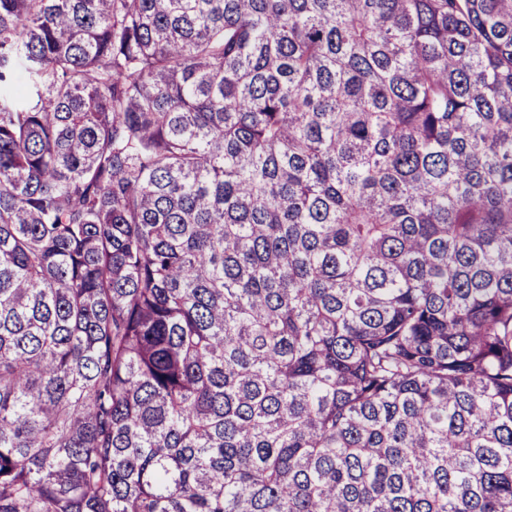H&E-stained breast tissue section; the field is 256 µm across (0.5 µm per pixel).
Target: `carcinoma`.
Segmentation results:
<instances>
[{"mask_svg": "<svg viewBox=\"0 0 512 512\" xmlns=\"http://www.w3.org/2000/svg\"><path fill=\"white\" fill-rule=\"evenodd\" d=\"M0 512H512V0H0Z\"/></svg>", "mask_w": 512, "mask_h": 512, "instance_id": "obj_1", "label": "carcinoma"}]
</instances>
